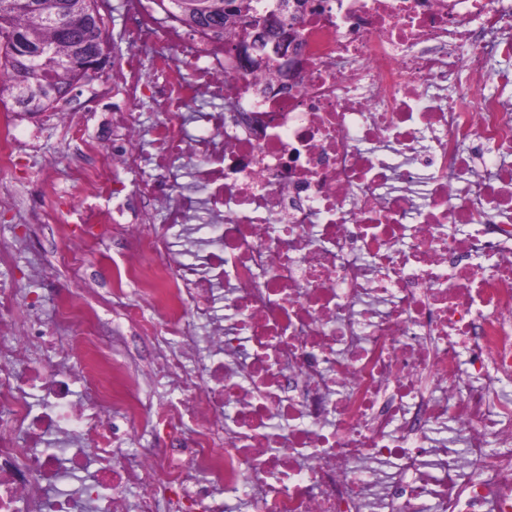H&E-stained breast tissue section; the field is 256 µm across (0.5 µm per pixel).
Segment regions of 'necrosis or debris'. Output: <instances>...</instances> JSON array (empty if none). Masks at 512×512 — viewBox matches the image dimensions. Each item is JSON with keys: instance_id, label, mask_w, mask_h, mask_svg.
I'll list each match as a JSON object with an SVG mask.
<instances>
[{"instance_id": "4bbe7bcc", "label": "necrosis or debris", "mask_w": 512, "mask_h": 512, "mask_svg": "<svg viewBox=\"0 0 512 512\" xmlns=\"http://www.w3.org/2000/svg\"><path fill=\"white\" fill-rule=\"evenodd\" d=\"M122 6L109 146L41 115L55 317L0 279V512H512V0H322L292 80ZM40 127L0 115V211ZM63 144L59 140L57 134L47 128L41 139L40 145V156L36 160L37 165H41L43 163L49 162L50 160H54L62 155Z\"/></svg>"}]
</instances>
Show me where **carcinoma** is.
<instances>
[{"instance_id":"cac0c4a2","label":"carcinoma","mask_w":512,"mask_h":512,"mask_svg":"<svg viewBox=\"0 0 512 512\" xmlns=\"http://www.w3.org/2000/svg\"><path fill=\"white\" fill-rule=\"evenodd\" d=\"M67 4L76 28L58 36L53 12ZM191 26H240L285 19L294 5L309 0H274L265 11L259 0H173ZM97 0H0V104L12 100L24 112H46L73 90L71 66L83 53L109 45L106 22L95 14Z\"/></svg>"}]
</instances>
